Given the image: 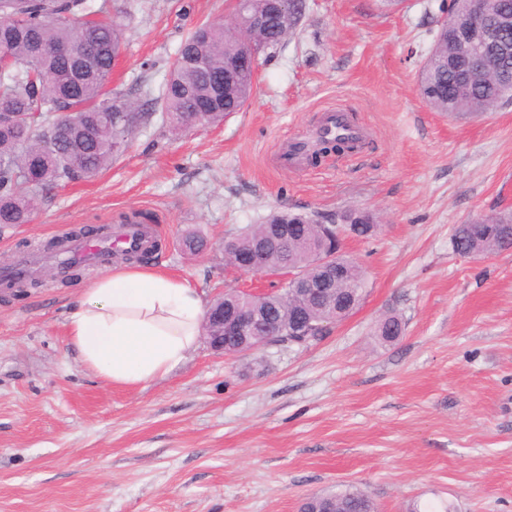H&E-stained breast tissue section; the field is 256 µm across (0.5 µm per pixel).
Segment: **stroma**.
Masks as SVG:
<instances>
[{"label": "stroma", "mask_w": 512, "mask_h": 512, "mask_svg": "<svg viewBox=\"0 0 512 512\" xmlns=\"http://www.w3.org/2000/svg\"><path fill=\"white\" fill-rule=\"evenodd\" d=\"M123 31L109 90L150 105L182 40L230 0H93ZM443 0H306L263 59L242 111L181 135L161 114L96 178L44 191L32 223L0 224L16 266L80 227L137 212L149 265L205 299L275 288L224 266V238L275 207L374 213L344 237L360 305L321 341L241 355L206 343L161 379L107 383L67 338L70 301L98 267L0 292V512H300L354 487L377 512H512V251L464 258L453 229L512 211V104L468 119L418 90ZM329 109L368 130L361 153L302 167L284 152ZM194 233L202 251L184 250ZM396 315L404 332L377 334Z\"/></svg>", "instance_id": "obj_1"}]
</instances>
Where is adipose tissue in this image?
I'll list each match as a JSON object with an SVG mask.
<instances>
[{
    "mask_svg": "<svg viewBox=\"0 0 512 512\" xmlns=\"http://www.w3.org/2000/svg\"><path fill=\"white\" fill-rule=\"evenodd\" d=\"M204 301L186 279L122 264L83 288L67 319L81 362L107 382L167 376L194 349Z\"/></svg>",
    "mask_w": 512,
    "mask_h": 512,
    "instance_id": "adipose-tissue-1",
    "label": "adipose tissue"
}]
</instances>
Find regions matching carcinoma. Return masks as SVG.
<instances>
[{
    "label": "carcinoma",
    "mask_w": 512,
    "mask_h": 512,
    "mask_svg": "<svg viewBox=\"0 0 512 512\" xmlns=\"http://www.w3.org/2000/svg\"><path fill=\"white\" fill-rule=\"evenodd\" d=\"M466 0H450L446 15L436 20L433 53L425 63L419 90L435 112L458 117L483 115L512 103V0H489L487 9L504 31L506 45L503 71L489 70L459 99L448 98V63L464 53L458 31L465 18ZM306 9L305 0H288L280 15L273 16L262 30H250L233 22L200 24L181 44L177 60L161 95L156 98L171 131L181 133L224 121L231 112L241 111L254 90V76L246 74L224 99H217L211 71L237 53L243 42L271 48L284 44L294 34ZM70 47L80 54L95 53L96 66L82 71L78 60L55 52ZM0 47L11 60V68L0 74V224H29L40 193L61 184L96 177L121 155L132 134L134 119L148 121L152 113L141 112L130 100L107 90L112 74V56L121 52L120 25L106 15L105 6L91 11L87 0H0ZM211 105L202 114L190 111V102ZM80 113L75 125L63 122L61 114ZM349 148L343 137L320 139L315 154L342 153ZM359 224L364 235L376 223L368 210L349 207L329 217L274 208L250 233L238 239L247 246L263 236L273 224H303L306 237L316 240L322 224ZM512 225V212L480 216L455 228L454 240L464 249L479 254L505 248L503 228ZM273 267L288 265L318 272L316 257L300 240L270 250ZM345 274L336 281L339 294L363 293L364 273L347 257H342ZM300 303L317 322H324L322 303L298 300L288 285L273 293L267 312L275 319L288 318L291 305ZM403 332L402 321L388 316L378 325L385 341ZM336 512H372L371 499L361 490L349 489L330 495Z\"/></svg>",
    "instance_id": "cac0c4a2"
}]
</instances>
